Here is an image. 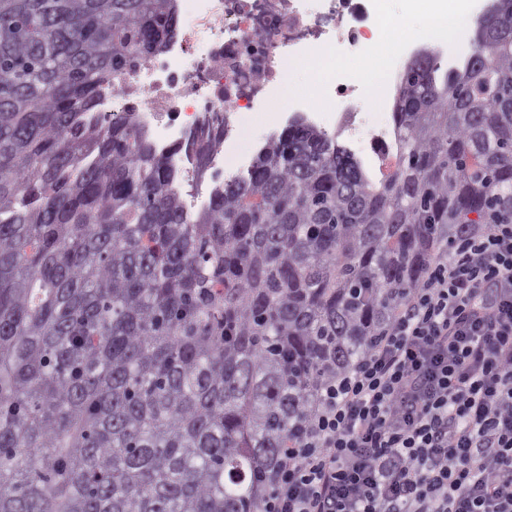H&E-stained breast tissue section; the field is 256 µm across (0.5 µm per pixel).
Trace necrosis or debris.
Instances as JSON below:
<instances>
[{
    "mask_svg": "<svg viewBox=\"0 0 512 512\" xmlns=\"http://www.w3.org/2000/svg\"><path fill=\"white\" fill-rule=\"evenodd\" d=\"M386 0H175L176 32L147 59L113 73L98 114L101 124L135 114L156 151L178 174L187 211L204 208L228 168L255 154L246 123L262 117L273 131L287 113L313 126L347 132L365 155L389 144L388 123L364 110L393 109L398 77L385 71L376 87L312 75L318 100L295 92L300 62L313 51L333 59L367 53Z\"/></svg>",
    "mask_w": 512,
    "mask_h": 512,
    "instance_id": "obj_1",
    "label": "necrosis or debris"
}]
</instances>
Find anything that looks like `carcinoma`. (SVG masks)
I'll list each match as a JSON object with an SVG mask.
<instances>
[{"instance_id":"carcinoma-1","label":"carcinoma","mask_w":512,"mask_h":512,"mask_svg":"<svg viewBox=\"0 0 512 512\" xmlns=\"http://www.w3.org/2000/svg\"><path fill=\"white\" fill-rule=\"evenodd\" d=\"M401 78L375 179L296 119L185 211L112 72L173 0H0V512H259L318 392L442 246L512 213V0Z\"/></svg>"}]
</instances>
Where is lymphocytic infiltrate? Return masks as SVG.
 Here are the masks:
<instances>
[{"instance_id": "1", "label": "lymphocytic infiltrate", "mask_w": 512, "mask_h": 512, "mask_svg": "<svg viewBox=\"0 0 512 512\" xmlns=\"http://www.w3.org/2000/svg\"><path fill=\"white\" fill-rule=\"evenodd\" d=\"M261 512H512V217L453 244L321 388Z\"/></svg>"}]
</instances>
